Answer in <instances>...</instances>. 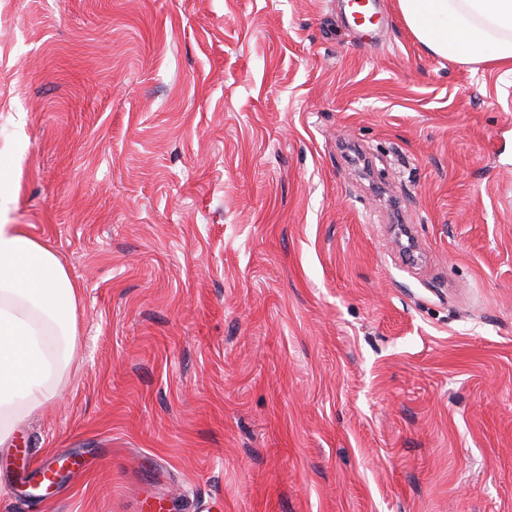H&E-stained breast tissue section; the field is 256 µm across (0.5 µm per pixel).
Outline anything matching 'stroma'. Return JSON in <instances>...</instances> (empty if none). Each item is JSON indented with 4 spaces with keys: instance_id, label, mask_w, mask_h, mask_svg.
<instances>
[{
    "instance_id": "35a3bbf8",
    "label": "stroma",
    "mask_w": 512,
    "mask_h": 512,
    "mask_svg": "<svg viewBox=\"0 0 512 512\" xmlns=\"http://www.w3.org/2000/svg\"><path fill=\"white\" fill-rule=\"evenodd\" d=\"M385 5L0 0V222L81 288L0 512H512V72ZM347 25L360 39L372 41L388 24L383 0H341Z\"/></svg>"
}]
</instances>
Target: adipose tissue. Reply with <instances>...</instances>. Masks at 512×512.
<instances>
[{
    "label": "adipose tissue",
    "mask_w": 512,
    "mask_h": 512,
    "mask_svg": "<svg viewBox=\"0 0 512 512\" xmlns=\"http://www.w3.org/2000/svg\"><path fill=\"white\" fill-rule=\"evenodd\" d=\"M434 55L512 71V0H399ZM80 289L25 225L0 224V444L51 404L75 349Z\"/></svg>",
    "instance_id": "adipose-tissue-1"
}]
</instances>
